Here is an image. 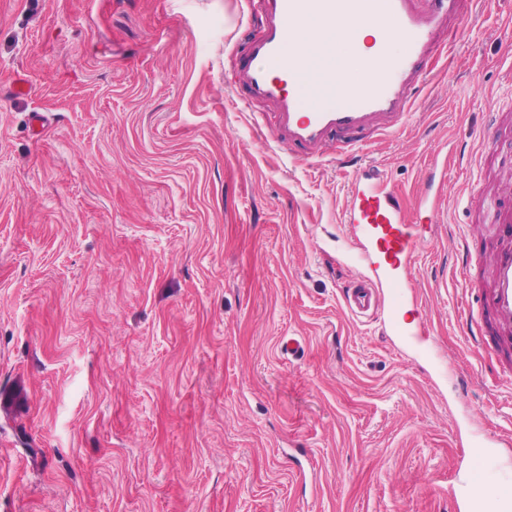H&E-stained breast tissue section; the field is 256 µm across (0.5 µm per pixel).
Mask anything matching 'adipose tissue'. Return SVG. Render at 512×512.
Masks as SVG:
<instances>
[{"instance_id": "adipose-tissue-1", "label": "adipose tissue", "mask_w": 512, "mask_h": 512, "mask_svg": "<svg viewBox=\"0 0 512 512\" xmlns=\"http://www.w3.org/2000/svg\"><path fill=\"white\" fill-rule=\"evenodd\" d=\"M290 48L311 75L310 95L340 100L361 88L378 68L381 56H395L398 45L381 43L377 29L368 21L352 17L339 26L314 13L296 28ZM327 59L336 68L331 82L318 72Z\"/></svg>"}]
</instances>
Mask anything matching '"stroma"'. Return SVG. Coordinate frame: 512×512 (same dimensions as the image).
Returning <instances> with one entry per match:
<instances>
[{"instance_id":"1","label":"stroma","mask_w":512,"mask_h":512,"mask_svg":"<svg viewBox=\"0 0 512 512\" xmlns=\"http://www.w3.org/2000/svg\"><path fill=\"white\" fill-rule=\"evenodd\" d=\"M265 23L243 0H0V512H450L473 478L512 496L476 444L512 436V372L468 341L457 274L460 238L491 237L464 197L512 178L474 138L512 112V0H461L409 115L352 157L287 150L272 104L235 105ZM443 149L417 350L387 310L346 309L341 218L359 164L410 205Z\"/></svg>"}]
</instances>
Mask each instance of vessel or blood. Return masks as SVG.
I'll return each instance as SVG.
<instances>
[{
    "instance_id": "1",
    "label": "vessel or blood",
    "mask_w": 512,
    "mask_h": 512,
    "mask_svg": "<svg viewBox=\"0 0 512 512\" xmlns=\"http://www.w3.org/2000/svg\"><path fill=\"white\" fill-rule=\"evenodd\" d=\"M268 18L263 36L246 57L237 60L247 99L265 98L279 106L278 127L289 145L313 147L329 136L343 146L358 142L368 128L388 129L409 112L426 79L423 58L435 46L437 31L456 19L459 0H247ZM336 20L354 16L376 25L383 42L404 44L402 55L383 60L366 87L337 104L309 99V75L286 45L296 24L311 12ZM383 172L358 169L351 180L344 211L353 244L366 272L344 292L349 311L370 317L390 305L389 331L421 345L424 330L409 319L403 293L406 273L425 238L438 234L446 211L440 186L447 179L446 158L437 155L420 192L412 222L404 198L384 189ZM498 246L486 254L467 253L464 269L489 266L491 284L479 296L486 322L469 321L467 333L476 348L512 346V189L487 199Z\"/></svg>"
}]
</instances>
